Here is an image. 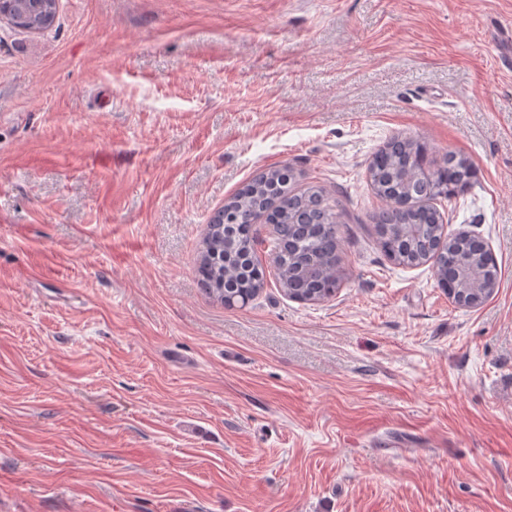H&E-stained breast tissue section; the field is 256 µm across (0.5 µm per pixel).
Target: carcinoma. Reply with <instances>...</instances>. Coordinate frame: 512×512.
I'll return each instance as SVG.
<instances>
[{
  "label": "carcinoma",
  "mask_w": 512,
  "mask_h": 512,
  "mask_svg": "<svg viewBox=\"0 0 512 512\" xmlns=\"http://www.w3.org/2000/svg\"><path fill=\"white\" fill-rule=\"evenodd\" d=\"M374 193L385 206L372 216L381 249L395 255L403 266L427 261L419 242L410 246L397 232L413 227L420 237L435 240L442 235V219L428 201L453 199L472 185L466 160L454 153L433 168L429 148L419 140L400 139L378 150L368 165ZM292 170L275 166L253 178L221 209L223 221L209 224L198 256L197 272L203 291L220 302L244 295L254 299L264 287L263 268L256 245L257 224H272L279 234L268 242L275 277L282 288L303 280L302 291L322 301L336 293L342 263L341 224L336 205L323 192L309 188L293 192ZM448 237V248L431 253L435 264L453 271L458 246ZM466 248L474 255L480 282L497 275L493 257L476 245Z\"/></svg>",
  "instance_id": "1"
}]
</instances>
